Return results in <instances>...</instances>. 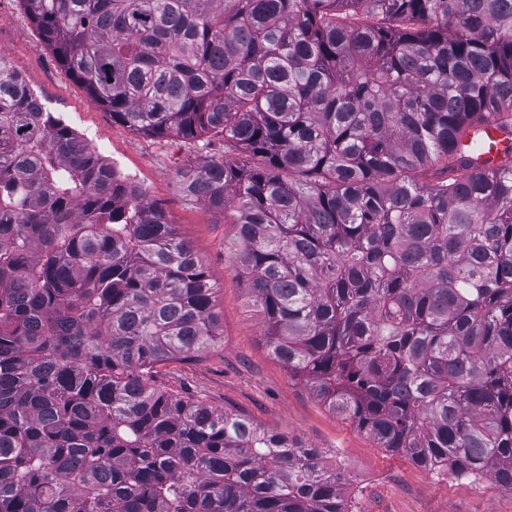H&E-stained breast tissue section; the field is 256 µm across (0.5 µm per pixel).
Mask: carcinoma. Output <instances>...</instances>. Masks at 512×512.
<instances>
[{"label": "carcinoma", "mask_w": 512, "mask_h": 512, "mask_svg": "<svg viewBox=\"0 0 512 512\" xmlns=\"http://www.w3.org/2000/svg\"><path fill=\"white\" fill-rule=\"evenodd\" d=\"M230 213L288 373L388 452L512 488V0H21ZM510 143L486 168L477 125ZM433 181H427L428 177ZM165 212L0 54V512H349L343 472L156 388L217 340Z\"/></svg>", "instance_id": "cac0c4a2"}]
</instances>
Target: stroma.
Masks as SVG:
<instances>
[{
    "mask_svg": "<svg viewBox=\"0 0 512 512\" xmlns=\"http://www.w3.org/2000/svg\"><path fill=\"white\" fill-rule=\"evenodd\" d=\"M0 52L56 116L164 208L216 287V343L193 360L158 365L157 387L218 410L244 413L267 430L326 451L351 477V512H512V491L492 480L476 483L439 475L376 447L271 354L261 317L233 266L234 225L225 223L223 214L188 200L176 177L179 167L221 159L223 141L195 147L177 137L153 140L114 122L111 112L64 73L19 0H0Z\"/></svg>",
    "mask_w": 512,
    "mask_h": 512,
    "instance_id": "1",
    "label": "stroma"
}]
</instances>
